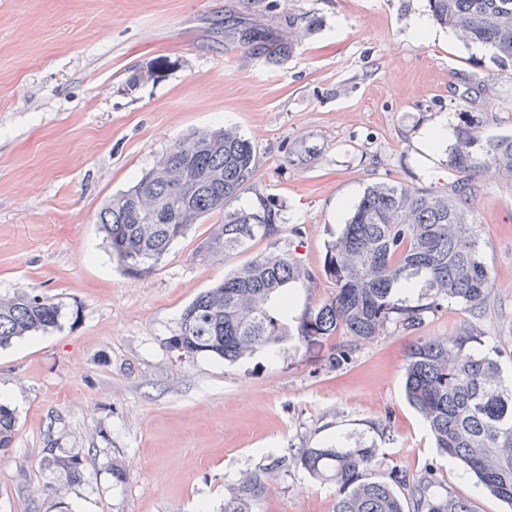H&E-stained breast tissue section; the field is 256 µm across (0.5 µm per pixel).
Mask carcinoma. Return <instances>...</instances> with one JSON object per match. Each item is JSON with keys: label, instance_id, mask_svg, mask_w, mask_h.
Here are the masks:
<instances>
[{"label": "carcinoma", "instance_id": "obj_1", "mask_svg": "<svg viewBox=\"0 0 512 512\" xmlns=\"http://www.w3.org/2000/svg\"><path fill=\"white\" fill-rule=\"evenodd\" d=\"M429 2L438 24L484 45L512 74V0ZM450 165L460 177L446 192L389 183L367 189L341 233L327 243L323 274L333 284L330 294L304 311L296 330L288 324L287 287L313 284L316 277L292 254L272 250L198 294L183 310L171 347L186 358L234 362L260 349L274 352L294 338L310 343L344 336L347 342L334 352L340 362L391 323L415 329L426 313L449 302L482 309L493 280L469 217L470 178L488 168L512 183V136L485 141L479 125L468 123L457 131ZM255 172L254 145L233 127L173 143L101 209L99 224L113 259L127 275L147 276L176 240L212 214L223 219L197 245L198 257H226L257 240L276 243L282 225L268 199L229 208L250 188ZM415 290L422 302L413 305L406 292ZM61 318V306L39 295L0 298V347L54 328ZM474 332L463 326L449 339L417 338L405 358L406 397L436 447L490 495L512 505V377L504 376L498 350H471ZM15 432L14 409L0 400V449ZM375 457L373 448H301L291 458L241 473L223 512H255L290 459L310 478L338 485L332 512H406L407 500L414 512H472L464 499L430 493L426 476L412 480L399 469L384 480L368 476ZM55 464L62 482L83 477L75 456L57 457Z\"/></svg>", "mask_w": 512, "mask_h": 512}]
</instances>
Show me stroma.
Segmentation results:
<instances>
[{"label": "stroma", "mask_w": 512, "mask_h": 512, "mask_svg": "<svg viewBox=\"0 0 512 512\" xmlns=\"http://www.w3.org/2000/svg\"><path fill=\"white\" fill-rule=\"evenodd\" d=\"M256 31L294 32L290 52L252 53ZM467 120L483 138L512 136V74L438 25L429 0H0V297L37 294L63 313L0 348V397L17 418L0 512H220L241 472L324 445L375 449L370 477L428 475L472 512H512L439 453L403 379L413 340L469 323L512 376V185L494 172L471 200L494 281L485 310L452 303L417 329L389 325L340 363L336 336L232 363L181 356L168 339L183 308L268 243L200 259L209 218L132 278L97 224L175 141L237 127L257 166L238 206L267 197L278 249L318 276L291 284L297 318L328 294L326 244L365 190L447 191L452 141L428 158L419 137ZM56 456L78 457L83 478L60 484ZM337 493L292 466L256 512H331Z\"/></svg>", "instance_id": "obj_1"}]
</instances>
